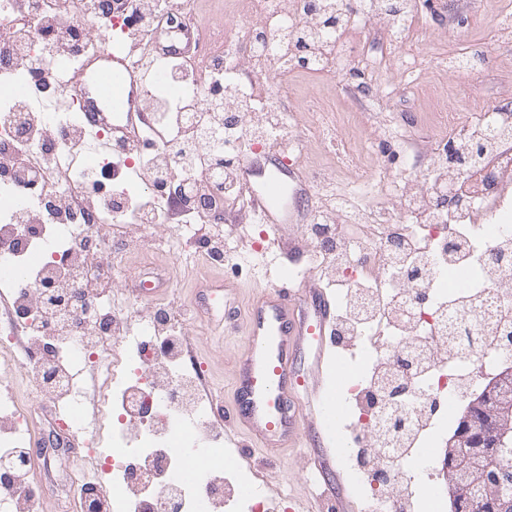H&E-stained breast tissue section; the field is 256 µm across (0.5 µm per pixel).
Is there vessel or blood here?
Returning a JSON list of instances; mask_svg holds the SVG:
<instances>
[{
  "label": "vessel or blood",
  "mask_w": 512,
  "mask_h": 512,
  "mask_svg": "<svg viewBox=\"0 0 512 512\" xmlns=\"http://www.w3.org/2000/svg\"><path fill=\"white\" fill-rule=\"evenodd\" d=\"M101 72L97 96L84 98L87 72ZM134 88L126 56L90 57L85 70L69 78L67 100L84 98L92 126L108 130L103 149L134 140L146 112L127 101ZM110 100L114 110L125 112L124 122L111 123L97 98ZM249 185L254 213L274 231L275 245L286 264L277 266L269 285L253 301L243 324L245 348L237 361L239 386L233 407H218L230 430L245 428L266 448L278 449L306 439L315 456L317 478L326 492L336 490V475L343 450L335 431L339 408L335 385L341 376L334 348L335 322L332 300L319 289L298 283L293 267L304 251L299 244L279 238L280 225L292 223L293 207L284 202V186L294 185L297 197L309 190L295 169L283 166L278 157L246 159L241 171ZM224 297V285L208 282L198 290L197 308L214 312Z\"/></svg>",
  "instance_id": "b4317fda"
}]
</instances>
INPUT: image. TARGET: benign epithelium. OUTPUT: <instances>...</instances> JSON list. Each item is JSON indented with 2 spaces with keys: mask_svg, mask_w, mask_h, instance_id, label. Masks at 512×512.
<instances>
[{
  "mask_svg": "<svg viewBox=\"0 0 512 512\" xmlns=\"http://www.w3.org/2000/svg\"><path fill=\"white\" fill-rule=\"evenodd\" d=\"M512 444V368L502 369L467 405L459 428L448 439L444 475L452 509L465 500L496 501L498 512H512V471L496 455Z\"/></svg>",
  "mask_w": 512,
  "mask_h": 512,
  "instance_id": "benign-epithelium-1",
  "label": "benign epithelium"
}]
</instances>
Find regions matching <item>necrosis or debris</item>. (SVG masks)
<instances>
[{"instance_id": "1", "label": "necrosis or debris", "mask_w": 512, "mask_h": 512, "mask_svg": "<svg viewBox=\"0 0 512 512\" xmlns=\"http://www.w3.org/2000/svg\"><path fill=\"white\" fill-rule=\"evenodd\" d=\"M368 45L358 77L343 67L346 47L316 48L317 65L290 63L291 42L273 38L280 16L295 33L312 23L306 0H225L224 22L203 23L200 0H0V339L16 345L39 379L40 394L61 402L60 426L79 418L74 364L99 370L102 413L112 448V512H208L225 499L214 476L221 431L186 433L208 405L204 373L192 359L187 321L173 306L138 319L136 298L117 303L111 277L88 275L87 257L120 242L128 225L174 224L165 247L176 262L204 253L214 265L242 269L240 239L225 225L246 224L254 245L270 241L256 224L241 177L243 160L272 153L296 169L318 164L325 176L306 208L302 276L337 288L336 335L343 351L376 337L343 401L361 434L408 431L407 444L384 448L391 481H403L417 447L432 443L441 409L473 381L474 357L512 353L502 335L512 321V105L486 100L465 112L429 115L432 136L388 111L394 91L413 92L426 74L414 48L386 76L371 49H393L421 19L416 0L390 15L385 0H337ZM117 34L132 51L137 96L153 119L135 145L95 159L96 128L80 106L56 102L72 71L102 54L89 26ZM181 43L171 56L156 41ZM341 73L339 91H289V73ZM223 109H207L213 89ZM367 101L363 112L336 109L337 94ZM485 147L484 159L450 162L449 145ZM224 151L223 170L207 159ZM199 158L190 168L184 152ZM111 228L104 238L103 228ZM462 273L478 302L453 310L447 276ZM449 343L447 356L437 347ZM165 364L168 384L152 380ZM0 483H19L28 410L0 393ZM204 448L209 464L195 466ZM141 496H131L132 488Z\"/></svg>"}]
</instances>
